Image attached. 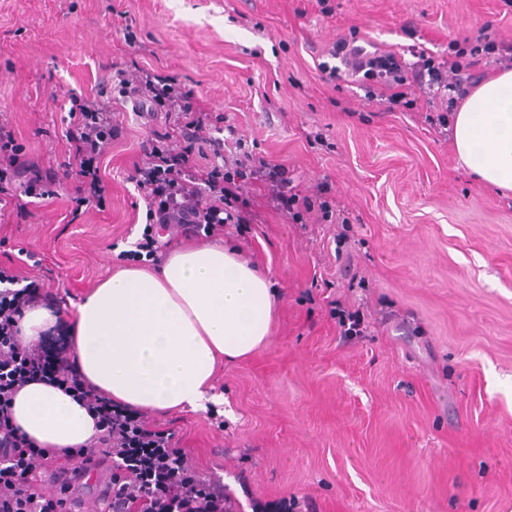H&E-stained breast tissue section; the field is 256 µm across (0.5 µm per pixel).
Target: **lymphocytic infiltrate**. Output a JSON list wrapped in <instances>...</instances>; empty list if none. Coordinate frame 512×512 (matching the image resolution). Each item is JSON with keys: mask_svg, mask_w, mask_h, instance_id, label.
Returning a JSON list of instances; mask_svg holds the SVG:
<instances>
[{"mask_svg": "<svg viewBox=\"0 0 512 512\" xmlns=\"http://www.w3.org/2000/svg\"><path fill=\"white\" fill-rule=\"evenodd\" d=\"M327 54L318 65L322 80L361 84L369 100L385 111L413 108L420 93L440 97L435 124L443 132L479 83L482 61L512 69V41L488 38L454 39L447 57L421 52L413 62L353 38L337 40ZM116 78L120 93L148 105L151 118L166 120L164 129L152 130L144 158L131 175L146 202L147 223L186 238L209 237L228 224L253 223L245 192L254 184L262 186L267 205L292 223H303L305 214L315 210L331 217L324 199L327 186L319 187L323 199L317 202L296 190L284 166L250 153L226 156L221 116L207 112L176 77L143 67ZM121 134L107 102L98 97L79 101L68 132L80 166L81 182L75 189L79 203L102 205L100 165ZM207 149L213 162L198 165ZM15 186L29 198L49 194L42 161L27 156L11 126L0 122V195ZM40 286L36 279L20 283L16 274L0 267V512H231L223 484L201 475L177 448L173 430L96 391L80 377L75 362L62 360L65 333L31 344L20 341L18 321ZM36 377L73 393L97 416L104 434L88 452L46 454L14 425L12 396ZM91 479L98 491L88 500L78 490Z\"/></svg>", "mask_w": 512, "mask_h": 512, "instance_id": "f902f5d3", "label": "lymphocytic infiltrate"}]
</instances>
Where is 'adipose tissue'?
Returning a JSON list of instances; mask_svg holds the SVG:
<instances>
[{
  "label": "adipose tissue",
  "mask_w": 512,
  "mask_h": 512,
  "mask_svg": "<svg viewBox=\"0 0 512 512\" xmlns=\"http://www.w3.org/2000/svg\"><path fill=\"white\" fill-rule=\"evenodd\" d=\"M453 137L467 169L512 190V70L467 96ZM276 304L267 275L236 251L175 247L158 268L120 269L84 298L71 354L86 383L115 402L159 414L202 410L221 361L265 344ZM12 416L41 448H85L99 435L83 405L40 380L14 394Z\"/></svg>",
  "instance_id": "obj_1"
}]
</instances>
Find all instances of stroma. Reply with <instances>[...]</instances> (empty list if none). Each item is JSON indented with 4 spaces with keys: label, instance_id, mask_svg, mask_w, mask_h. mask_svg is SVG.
Here are the masks:
<instances>
[{
    "label": "stroma",
    "instance_id": "stroma-1",
    "mask_svg": "<svg viewBox=\"0 0 512 512\" xmlns=\"http://www.w3.org/2000/svg\"><path fill=\"white\" fill-rule=\"evenodd\" d=\"M353 33L441 57L455 38L511 40L512 0H0V119L59 179L0 209V266L69 315L116 269L150 264L133 249L157 229L129 179L149 117L114 104L126 135L100 208L72 200L66 134L115 71L176 76L302 193L328 184L340 215L294 224L250 188L254 223L221 240L267 269L270 335L219 368L218 402L156 423L234 512H512V191L460 163L429 122L439 98L387 112L323 81V51Z\"/></svg>",
    "mask_w": 512,
    "mask_h": 512
}]
</instances>
